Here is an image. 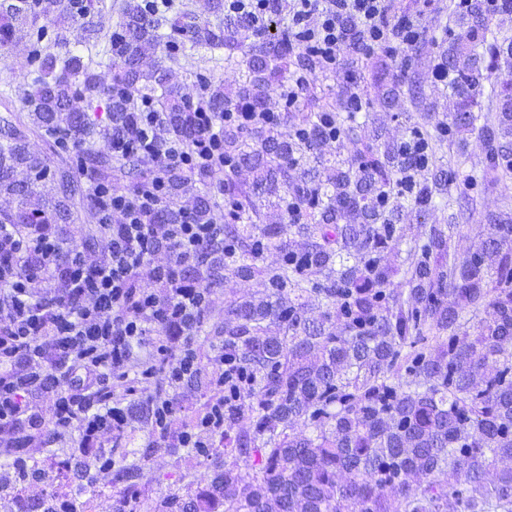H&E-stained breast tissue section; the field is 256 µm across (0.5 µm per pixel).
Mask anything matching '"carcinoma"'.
<instances>
[{
  "label": "carcinoma",
  "instance_id": "1",
  "mask_svg": "<svg viewBox=\"0 0 512 512\" xmlns=\"http://www.w3.org/2000/svg\"><path fill=\"white\" fill-rule=\"evenodd\" d=\"M100 0H0V50L18 41L30 45L35 77L24 109L50 134L64 127L81 143L96 135L112 138L122 126L96 129L87 117L94 102L107 99L109 112H130L123 97L149 93L182 133L193 126L191 102L171 84L176 63L172 41L159 33L165 8L156 0H121L118 26L109 35L111 64L99 71L67 50L48 53L42 20L62 24L86 20L90 39ZM208 12L224 15L213 25L192 12L170 22L174 35L207 52L224 50V63L245 67L237 90L199 74L214 112H266L276 98L288 104L289 78L305 74L318 86L333 70L316 50L270 25L288 13V0H267V25L256 31L224 0H208ZM495 58L501 48L471 29L449 48L463 55L468 43ZM493 68L458 69L453 85L462 96L458 128L474 126L472 107ZM408 89L393 84L382 107L407 115L420 110L419 78ZM348 81L337 97L319 98L318 111L296 113L303 126L296 142L277 129L253 123L226 139L234 168L253 173L245 186L224 175L230 222L224 225L238 250L224 254V267L256 282L257 298L227 302L224 358L241 370L224 379V456L234 462L212 477L194 499L167 497L159 512H512V224H487L467 247L436 224L402 227L394 220L411 203L427 210L432 188L423 183L401 196L394 188L406 177L393 150L379 151L352 135L345 121L357 105ZM502 111L481 127L488 143L485 178L496 181L506 158L499 130L512 127V80L502 89ZM345 110L335 137L347 139L350 156L326 158L325 112ZM437 154L447 142L440 127L418 130ZM18 128L0 143V196L20 197L10 224H27L40 209L53 223H75L73 199L81 186L67 171L55 173L59 199H47L33 184L50 175L48 160L31 155ZM26 167L32 185L12 180ZM314 224L308 237L283 245L291 228L273 223L260 201ZM413 245L401 266L382 262L405 235ZM284 251L282 265L258 264L263 251ZM327 273L307 288V277ZM403 273L405 287H391ZM244 419L251 428L231 434ZM260 461L252 473L237 460Z\"/></svg>",
  "mask_w": 512,
  "mask_h": 512
}]
</instances>
